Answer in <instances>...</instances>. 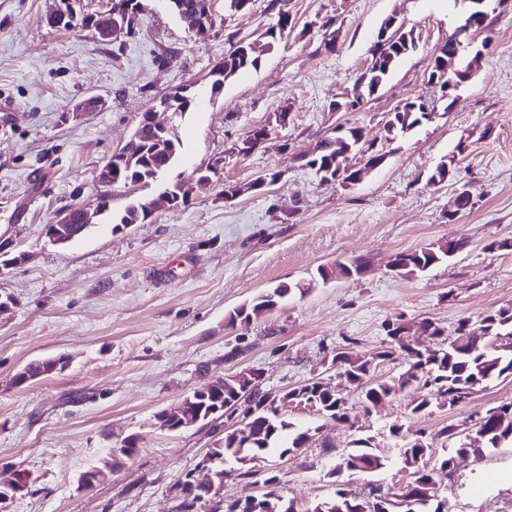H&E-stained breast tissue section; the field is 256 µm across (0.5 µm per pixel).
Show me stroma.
<instances>
[{"label": "stroma", "mask_w": 512, "mask_h": 512, "mask_svg": "<svg viewBox=\"0 0 512 512\" xmlns=\"http://www.w3.org/2000/svg\"><path fill=\"white\" fill-rule=\"evenodd\" d=\"M60 4L0 0V100L17 110L0 112V243L14 258L0 265V296L13 299L0 311V484L24 483L0 512H210L201 502L185 510L176 485L188 474L203 478V457L239 417L171 433L156 415L241 372L258 374L274 395L321 378L347 401L348 423L291 403L282 410L316 431L307 448L267 461L296 512H312L340 483L352 496L367 495L365 476L337 484L327 476L352 427L392 447L387 427L396 422L438 448L444 426L470 425L512 401L511 376L453 407L412 413L421 391L411 387L367 412L331 367L335 352L379 351L389 327L405 326L411 345L435 348L421 321L450 333L465 319L476 330L482 317L512 305V250L496 247L512 240V0H484L485 24L461 53L482 46L486 54L451 107L428 84V64L462 24L465 0H251L241 12L215 0L202 38L161 0H149L135 35L114 41L78 25L50 26ZM284 10L291 31L258 68L211 98L210 70ZM389 17L414 30L417 50L358 108L333 110L354 97ZM185 86L196 94L191 112L158 115L172 120L182 142L177 164L148 184L113 185L110 207L123 212L176 182L190 187L186 206L135 224L99 221L68 244H52L47 224L95 203L99 169L145 112ZM91 96L103 106L79 111ZM415 99L427 102L429 119L387 139L389 114ZM339 126L360 129L385 155L356 184L322 180L305 165ZM262 127L269 140L238 153ZM443 162L451 165L448 180L429 183ZM260 176L270 179L263 189L225 197ZM463 188L471 204L460 211ZM457 239L465 248L422 275L390 268L398 253ZM356 258L367 261L365 274L319 278V268ZM280 283L306 292L230 322V313ZM61 355L69 359L63 370L19 381L28 363ZM131 437L136 454L83 486V473ZM437 486L447 512H512V447L457 459Z\"/></svg>", "instance_id": "obj_1"}]
</instances>
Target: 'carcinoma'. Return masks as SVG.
<instances>
[{
  "mask_svg": "<svg viewBox=\"0 0 512 512\" xmlns=\"http://www.w3.org/2000/svg\"><path fill=\"white\" fill-rule=\"evenodd\" d=\"M205 0H168V7L175 15L199 13L198 22L209 28L212 15L204 12ZM139 0H112L108 12L119 13L128 19L126 33L134 30ZM462 40L452 35L433 61H445V68L436 74L429 72L428 83H434L438 77L449 85L457 80L458 72L473 69L474 59L462 60L460 54ZM402 57L399 52L387 47L374 49L370 67L363 73L368 94L377 92L388 80L395 64ZM260 60L244 52V46L235 45L224 55L210 71V91L217 96L224 90V85L238 72L257 68ZM193 95L186 89L177 90L161 99L160 104L176 117H183L192 109ZM427 115L422 110H407V106L397 108L385 125L387 133H407L419 126ZM361 130L350 128L339 136L322 139L316 147L315 162L318 169L338 162L347 165L350 154L363 152L360 146ZM181 152V142L171 131L166 141L156 140L152 125L145 121L133 135V144L127 154L112 156L108 165L112 166V182L148 184L155 180L156 174H163L172 168ZM171 198H161L151 208L144 203L131 204L123 215L112 219L114 224H136L150 216L154 209L175 211L187 203L186 192L176 184L171 187ZM466 246V241L458 239L446 245L426 247L408 253H399L393 264L398 273L416 275L432 266L447 260L455 251ZM366 262L356 259L350 263L338 262L332 268L318 269L319 277L327 281L339 277L348 278L351 272ZM301 291L279 285L265 291L249 304L236 309L230 316V322L241 319L250 320L277 304L286 297ZM485 325L480 332L469 329L468 321L461 320L450 337L444 335V329L435 323L424 320L419 324L423 333L431 334L446 343L439 350V355L426 357L406 343L405 327L399 325L389 330V337L395 345L384 348L371 356L351 357L345 352L338 353L347 373V382L361 389L362 402L367 405L388 399L408 386L417 384L426 389V393L416 401L412 412L420 413L434 405H455L456 401L470 396L473 391L484 384L502 377L512 376V306L502 307L497 312L483 318ZM398 352L406 353L408 368L403 373L389 380H377L371 375L372 364L376 360H390ZM66 361L56 359L38 360L29 363L21 372L20 380H31L47 375L56 369H64ZM331 385L320 379L309 382L299 388L291 389L280 396H271L260 388L259 378L242 376L238 379H218L198 389L186 398L180 410V417L167 418L166 411L157 413L160 427L169 431L187 430L200 422L214 418L210 414L215 405L224 407L223 413L235 414L238 408L245 407L244 416L250 418L249 432L239 425L224 432V438L215 443L207 457L211 461L210 484L214 486L211 493L197 491L190 487V481L182 480L178 484L180 493L190 498L184 507L191 508L201 500L212 503L211 512H295L293 502H287L280 492L264 491L257 495V503L248 509L237 510V506L217 498L224 484V463L233 461L238 465L237 476L253 477L260 473L258 467L269 456H284L291 451L306 447L314 437L311 429H300L287 421L282 415H273L271 410L283 403V399L293 395L302 396L312 389L318 393L323 415L339 421L349 418L348 407L343 396L330 391ZM512 412V401L492 407L474 424L475 432H484L486 437H479L468 443L469 435L463 434L458 424H448L440 430L445 441L451 446L442 448V453L427 442L419 432L408 435L403 433V426L393 423L388 426L390 436L400 440L396 448H387L375 442V437L360 434L351 435L347 448L340 457L346 461V468L358 475H380L395 462L410 468L409 480L403 486L393 490L376 480L370 483L368 496L350 499L345 497L343 489L336 488L334 495L321 502L315 512H371L370 506L384 504L382 512H441L442 501L435 477L431 472L418 466V461H434L440 471H451V460L459 454H466L476 459L498 448L512 447V420L502 423L503 413Z\"/></svg>",
  "mask_w": 512,
  "mask_h": 512,
  "instance_id": "cac0c4a2",
  "label": "carcinoma"
}]
</instances>
